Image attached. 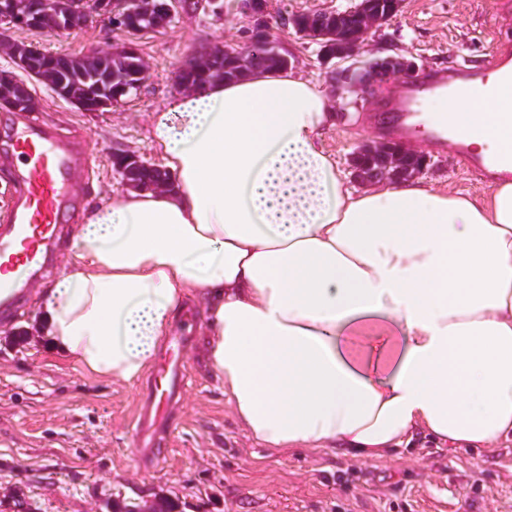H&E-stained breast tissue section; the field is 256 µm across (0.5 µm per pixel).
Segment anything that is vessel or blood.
<instances>
[{"mask_svg": "<svg viewBox=\"0 0 512 512\" xmlns=\"http://www.w3.org/2000/svg\"><path fill=\"white\" fill-rule=\"evenodd\" d=\"M459 73L462 83L450 95L469 97L483 80L481 69L464 60L459 64ZM437 88L435 76L429 74L387 100L382 113L385 130L413 131L420 125L421 115ZM11 148L13 156L23 160L24 167L17 178L9 222L0 230V299L5 301L44 269L70 206L68 187L85 163L67 143L37 124H28L17 133ZM460 154L472 171L512 175V151L481 156L464 148ZM182 340V330L171 333L165 355L153 367L137 409L135 431L139 446L133 454L147 470L165 459V451L158 443L166 434L168 420L161 415V408L175 403L192 382L180 354Z\"/></svg>", "mask_w": 512, "mask_h": 512, "instance_id": "1", "label": "vessel or blood"}]
</instances>
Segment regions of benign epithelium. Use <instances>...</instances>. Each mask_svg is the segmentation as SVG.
Instances as JSON below:
<instances>
[{"mask_svg": "<svg viewBox=\"0 0 512 512\" xmlns=\"http://www.w3.org/2000/svg\"><path fill=\"white\" fill-rule=\"evenodd\" d=\"M404 0H389V9L381 12L372 3L362 0L357 7L345 13L332 12L334 22L322 30V37L336 43L335 57L346 60L358 56L368 46L369 37L384 31L386 25L401 10ZM176 0L160 5L156 0H0V24L14 27L40 29L51 20L56 32L75 31L95 18H102L131 36L124 44L110 51H92L80 60L55 65L47 61L46 52L36 45L19 48L14 56L18 67L39 81L46 82L79 110L86 112V97L95 98L93 111L106 112L119 102L112 96V84L116 80L106 59L116 56H140L134 37L158 30L168 23L174 14ZM243 10L255 18L256 26L249 34L248 46L269 49L276 40L268 25L263 23L267 12V0H243ZM145 19L148 25H140ZM417 70V64L403 56L374 60L357 70L353 66L332 72L336 89L345 88L367 91L377 84L397 77H409ZM15 94L0 95V106L14 112H33L37 102L24 83L12 81ZM354 177L365 185L382 181L398 182L423 173L428 157L394 142H366L349 158ZM116 171L121 184L128 190L165 192L171 189V179L165 170L142 160L135 154L117 157Z\"/></svg>", "mask_w": 512, "mask_h": 512, "instance_id": "7a95c632", "label": "benign epithelium"}]
</instances>
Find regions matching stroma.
<instances>
[{
	"mask_svg": "<svg viewBox=\"0 0 512 512\" xmlns=\"http://www.w3.org/2000/svg\"><path fill=\"white\" fill-rule=\"evenodd\" d=\"M352 2L269 0L265 20L291 69L324 87L332 85L331 68L322 64L318 45L282 26V16L342 10ZM252 24L237 0H224L220 17L178 12L168 26L139 42L148 75L137 96L107 112L78 110L0 51V71L14 73L38 100L33 116L59 137L75 141L87 159L71 188L74 209L52 249L50 272L36 278V285L53 283L71 255L74 225L101 195L120 190L114 155L133 153L163 165L150 140L148 117L177 94L176 69L202 49L244 46ZM387 33L388 40L373 41L362 60L402 55L414 60L419 72L451 77L461 58L486 66L495 46L512 50V0H405ZM11 37L79 56L119 45L127 35L97 20L72 33L18 28ZM404 84L400 78L372 93L335 97L336 120L326 129L324 144L340 167H347L362 142L385 139L377 108ZM28 116L0 109V225L7 221L14 195L13 168L4 157ZM416 142L430 159L421 182L474 196L487 190L483 175L435 146L427 131H420ZM188 308L197 315L185 331L184 348L193 384L171 412L167 463L148 471L132 454L141 381L99 378L52 351L38 334L31 289L22 291L12 309H0V512H17V498L30 512H112L115 502L143 504L159 497L174 502L177 512H512V447L419 444L366 461L329 448L283 456L260 447L234 420L223 383L199 351L205 323L201 304Z\"/></svg>",
	"mask_w": 512,
	"mask_h": 512,
	"instance_id": "obj_1",
	"label": "stroma"
}]
</instances>
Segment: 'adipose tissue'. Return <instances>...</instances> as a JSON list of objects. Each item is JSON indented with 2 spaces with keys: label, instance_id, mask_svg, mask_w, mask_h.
<instances>
[{
  "label": "adipose tissue",
  "instance_id": "obj_1",
  "mask_svg": "<svg viewBox=\"0 0 512 512\" xmlns=\"http://www.w3.org/2000/svg\"><path fill=\"white\" fill-rule=\"evenodd\" d=\"M485 85L436 117L468 122L481 153L512 149V85ZM332 118L320 83L262 69L152 112L174 187L92 208L36 295L49 347L133 382L199 299L206 362L262 447L512 444V181L357 190L324 146ZM369 333L373 354L353 344Z\"/></svg>",
  "mask_w": 512,
  "mask_h": 512
}]
</instances>
